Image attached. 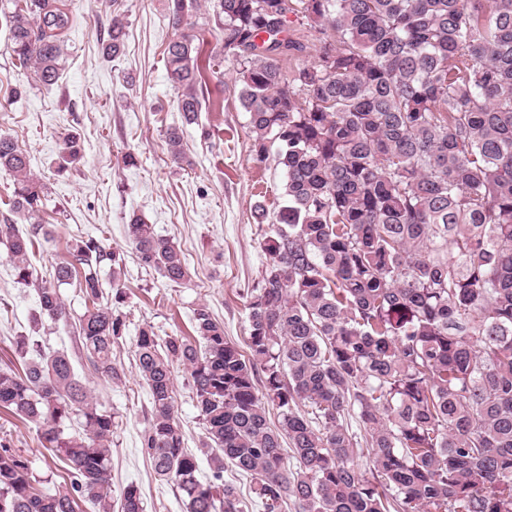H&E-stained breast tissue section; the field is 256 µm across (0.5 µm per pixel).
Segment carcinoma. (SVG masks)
Wrapping results in <instances>:
<instances>
[{"instance_id":"carcinoma-1","label":"carcinoma","mask_w":512,"mask_h":512,"mask_svg":"<svg viewBox=\"0 0 512 512\" xmlns=\"http://www.w3.org/2000/svg\"><path fill=\"white\" fill-rule=\"evenodd\" d=\"M320 34L316 59L286 77L304 46L285 2ZM8 50L50 86L73 17L64 0H4ZM222 49L248 115L253 161L274 158L284 205L263 239L265 270L247 299V351L206 303L195 339L139 330L135 360L149 391L142 449L187 512H512V0H215ZM120 15L102 40L120 56ZM178 110L193 123L210 62L181 32L165 49ZM175 162L183 139L166 137ZM60 170L79 157L58 145ZM13 211L44 207L29 155L0 136ZM44 225L0 224L18 282L34 288L32 334L15 338L23 371L0 364V408L38 425L63 485L36 487L29 461L0 444V512H146L130 483L112 497V414L97 406L68 352L42 351L40 328L67 317L61 287L89 306L79 350L116 381L112 348L125 321L101 303L100 270L122 299L124 253L75 236L48 280L29 254ZM139 264L191 279L182 251L134 214ZM188 373L211 478L198 479L175 405L173 364ZM275 409L278 424L270 423ZM80 420L82 432H65ZM254 480L246 502L224 464Z\"/></svg>"}]
</instances>
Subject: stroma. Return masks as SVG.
I'll list each match as a JSON object with an SVG mask.
<instances>
[{
  "label": "stroma",
  "instance_id": "1",
  "mask_svg": "<svg viewBox=\"0 0 512 512\" xmlns=\"http://www.w3.org/2000/svg\"><path fill=\"white\" fill-rule=\"evenodd\" d=\"M174 0H69L75 17L58 82L42 86L32 69L16 67L8 53L9 24L0 14V134L12 137L31 159L32 170L46 186L47 201L38 221L48 230L39 238L30 262L45 277L66 254V243L80 234L125 250L118 311L127 332L113 349L122 378L96 374L86 361H75L77 375L89 385L101 409L112 413V490L136 483L147 512H185L180 493L160 479L141 448L148 425L147 389L135 367L133 338L153 326L158 336H188L193 310L207 303L238 346L247 339V294L265 270L262 253L267 216L279 210L283 175L274 163L256 165L250 152L248 118L238 101L236 74L221 49L223 33L215 22L212 0H200L198 13L185 17L180 29L204 28L212 75L197 94L202 108L186 123L177 107L178 92L166 79L163 49L174 37ZM122 15L126 48L117 59L103 55L100 40L110 21ZM223 105H216V97ZM179 129L186 159L175 162L166 150L169 129ZM79 136L81 154L60 169L61 137ZM134 154L135 164L124 161ZM141 214L156 232L180 247L191 272L185 285L169 283L158 272L141 268L127 240V219ZM67 320L45 323V347L68 350L85 300L78 288H63ZM36 309L33 288L18 284L12 262L0 246V364L17 361L15 337L27 334ZM178 415L187 448L196 454L198 477L211 470L199 448L204 428L192 402L182 367L174 369ZM0 440L20 452L51 491L67 465L52 460L37 427L0 409Z\"/></svg>",
  "mask_w": 512,
  "mask_h": 512
}]
</instances>
